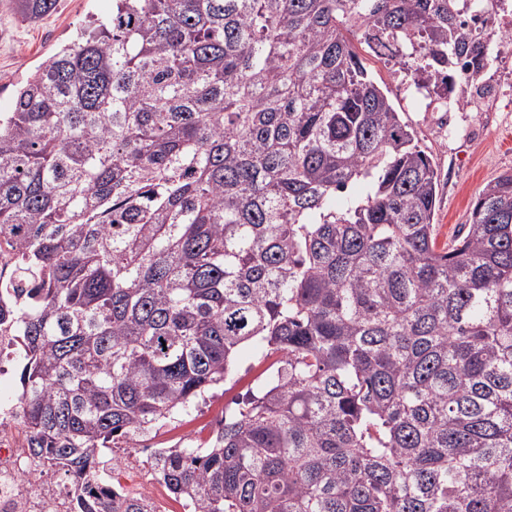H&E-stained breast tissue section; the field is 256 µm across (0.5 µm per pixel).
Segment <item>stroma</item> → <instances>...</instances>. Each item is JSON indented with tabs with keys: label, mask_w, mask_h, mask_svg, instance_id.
Returning <instances> with one entry per match:
<instances>
[{
	"label": "stroma",
	"mask_w": 512,
	"mask_h": 512,
	"mask_svg": "<svg viewBox=\"0 0 512 512\" xmlns=\"http://www.w3.org/2000/svg\"><path fill=\"white\" fill-rule=\"evenodd\" d=\"M110 0H57L55 11L37 23L20 21L12 0H0V111L11 108L14 86L45 58L69 43L76 28L106 12ZM367 64L378 82L387 85L398 111L414 126L421 145L437 167L440 239L453 236L467 223L472 204L483 187L501 173L512 171V79H501V93L492 112H429L414 101L400 74L384 61ZM268 349L249 343L238 352L232 375L211 390L189 413L176 416L142 444L124 442L115 457L142 453L146 448H181L190 440L211 437L226 414L237 408L246 392L265 379Z\"/></svg>",
	"instance_id": "obj_1"
}]
</instances>
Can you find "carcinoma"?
<instances>
[{"mask_svg":"<svg viewBox=\"0 0 512 512\" xmlns=\"http://www.w3.org/2000/svg\"><path fill=\"white\" fill-rule=\"evenodd\" d=\"M482 2L112 0L16 84L0 334L79 512H156L106 451L254 341L263 386L154 451L189 512H512V172L439 240L433 159L351 40L446 112Z\"/></svg>","mask_w":512,"mask_h":512,"instance_id":"1","label":"carcinoma"}]
</instances>
